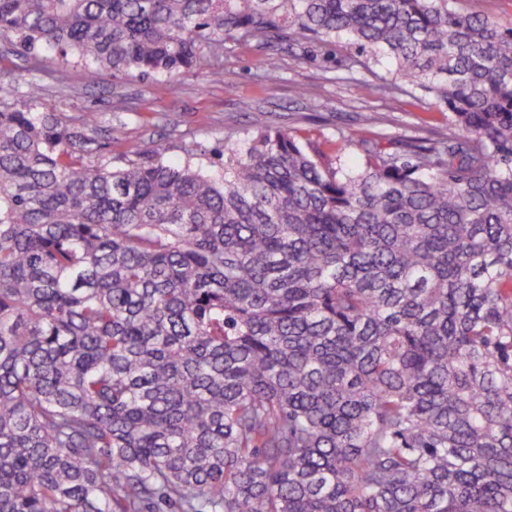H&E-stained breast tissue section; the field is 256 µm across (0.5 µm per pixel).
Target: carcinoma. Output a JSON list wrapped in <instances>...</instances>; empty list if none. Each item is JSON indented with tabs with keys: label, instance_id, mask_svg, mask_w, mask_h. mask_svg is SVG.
<instances>
[{
	"label": "carcinoma",
	"instance_id": "cac0c4a2",
	"mask_svg": "<svg viewBox=\"0 0 512 512\" xmlns=\"http://www.w3.org/2000/svg\"><path fill=\"white\" fill-rule=\"evenodd\" d=\"M85 81L347 36L445 130L224 174L0 111V512H512V22L448 0H0Z\"/></svg>",
	"mask_w": 512,
	"mask_h": 512
}]
</instances>
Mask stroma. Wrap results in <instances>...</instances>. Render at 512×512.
I'll return each instance as SVG.
<instances>
[{"label": "stroma", "instance_id": "1", "mask_svg": "<svg viewBox=\"0 0 512 512\" xmlns=\"http://www.w3.org/2000/svg\"><path fill=\"white\" fill-rule=\"evenodd\" d=\"M346 52L342 43L281 50L278 79L263 85L257 79L263 51L254 40L225 46L223 58L178 75L130 78L107 71L99 85L88 87L80 60L60 70L48 65L35 70L13 45L0 40V109L57 112L75 124L97 114L99 148L92 155L96 162L119 165L130 142L149 156L161 151L166 161L180 158L184 147L193 146L199 152L198 165L216 172L222 168L217 150L224 142L268 127L296 131L322 145L328 158H339L354 169L361 163L360 152L351 144L335 150L333 142L350 136L361 113H376L380 127L395 140L423 137L429 127L447 126L446 115L424 94L389 100L375 84L337 80ZM215 69L223 70V81H209L207 74ZM243 98L253 99L252 111L239 110ZM114 124L124 126L126 143L108 144L107 131Z\"/></svg>", "mask_w": 512, "mask_h": 512}]
</instances>
